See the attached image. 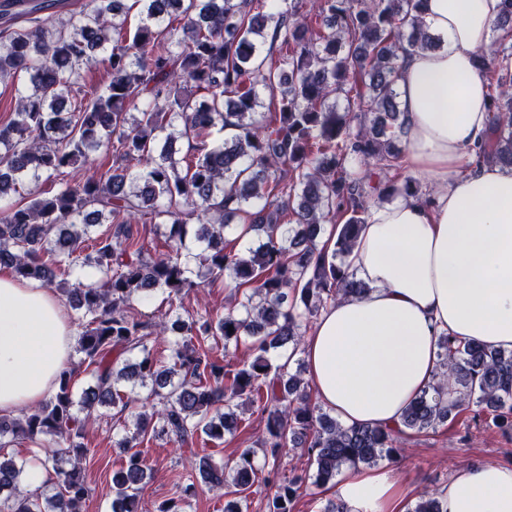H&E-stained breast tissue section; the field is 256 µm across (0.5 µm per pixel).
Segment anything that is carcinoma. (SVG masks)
Wrapping results in <instances>:
<instances>
[{
	"label": "carcinoma",
	"mask_w": 512,
	"mask_h": 512,
	"mask_svg": "<svg viewBox=\"0 0 512 512\" xmlns=\"http://www.w3.org/2000/svg\"><path fill=\"white\" fill-rule=\"evenodd\" d=\"M85 0L78 11L42 16L52 0L0 4V80L23 83L14 118L0 125V267L19 280L55 288L81 312L78 361L58 373L51 395L15 418L0 419V448L53 444L43 465L56 474L53 493L21 491L25 464L0 453V512H84L89 489L83 442L102 406L119 416L147 391L152 412L133 415L118 447L125 466L112 472L111 512H141L140 494L153 478L144 445L168 438L185 445L205 436L219 444L237 425L236 409L257 406L264 421L258 448L234 465L203 457L199 475L157 512H186L201 485L222 490L224 512H249L256 475L266 472L265 512H293L299 489L325 487L345 467L375 465L399 438L427 433L480 410L512 413V351L438 338L437 380L402 414L395 429L346 427L313 401L296 367L274 354L301 353L310 322L338 296L365 291L346 265L367 220L366 186L385 201L397 193L423 197L403 174L397 145L401 111L396 77L407 49L432 50L438 38L419 15L421 0ZM141 23L127 28L133 8ZM30 24L15 30L16 21ZM512 41V0L495 25ZM280 42L268 60L267 41ZM103 68L109 82L86 88L83 72ZM490 132L477 160L512 167V52L483 60ZM270 116L257 117L260 93ZM343 96L344 110L336 106ZM232 130L217 144L213 130ZM112 155L115 165L50 195L20 205L6 198L17 185L63 174ZM247 214L253 231L242 251L228 247L232 219ZM108 229L93 238L90 228ZM164 226L168 252L145 254L139 227ZM198 225L193 240L189 227ZM333 246L318 247L324 225ZM93 242L85 252V243ZM239 294L234 309L185 320L177 303L199 292L190 261ZM86 267L97 279H65ZM166 293L158 321L127 315L134 299ZM180 335L168 360L150 340ZM250 341L251 355L234 370L212 355ZM137 357L124 363V354ZM92 384L75 392L79 376ZM453 386L456 397L446 398ZM309 466L280 476L288 449ZM262 464H257V458ZM409 512H442L436 494Z\"/></svg>",
	"instance_id": "carcinoma-1"
}]
</instances>
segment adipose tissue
Segmentation results:
<instances>
[{
    "instance_id": "obj_1",
    "label": "adipose tissue",
    "mask_w": 512,
    "mask_h": 512,
    "mask_svg": "<svg viewBox=\"0 0 512 512\" xmlns=\"http://www.w3.org/2000/svg\"><path fill=\"white\" fill-rule=\"evenodd\" d=\"M501 0H425L440 36L411 50L396 82L408 168L434 184L371 208L347 262L367 291L327 305L302 354L315 398L345 425L392 427L436 379L437 340L512 351V168L470 164L489 129L486 84L475 65ZM76 341L58 295L0 273V414L38 405ZM443 512H512V465L461 468L442 489ZM344 512H400L390 470H345Z\"/></svg>"
}]
</instances>
